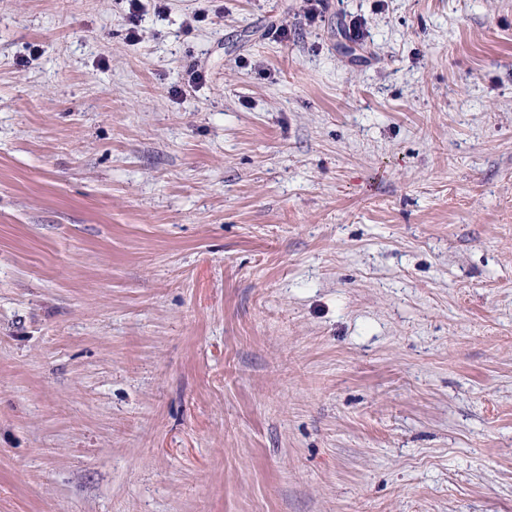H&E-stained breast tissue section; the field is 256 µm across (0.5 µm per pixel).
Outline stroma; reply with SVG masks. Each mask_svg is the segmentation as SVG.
I'll return each instance as SVG.
<instances>
[{
  "mask_svg": "<svg viewBox=\"0 0 512 512\" xmlns=\"http://www.w3.org/2000/svg\"><path fill=\"white\" fill-rule=\"evenodd\" d=\"M306 10L0 0V512H512V0Z\"/></svg>",
  "mask_w": 512,
  "mask_h": 512,
  "instance_id": "stroma-1",
  "label": "stroma"
}]
</instances>
